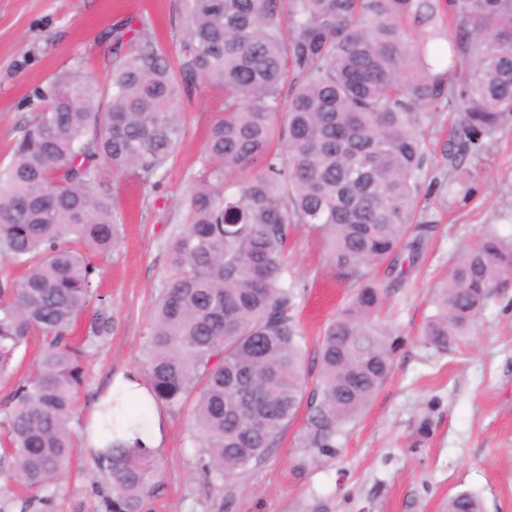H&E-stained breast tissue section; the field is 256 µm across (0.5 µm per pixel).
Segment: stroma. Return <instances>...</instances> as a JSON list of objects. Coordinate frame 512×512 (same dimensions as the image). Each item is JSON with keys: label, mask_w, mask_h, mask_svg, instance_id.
<instances>
[{"label": "stroma", "mask_w": 512, "mask_h": 512, "mask_svg": "<svg viewBox=\"0 0 512 512\" xmlns=\"http://www.w3.org/2000/svg\"><path fill=\"white\" fill-rule=\"evenodd\" d=\"M184 7V0H0V164L32 115L38 87L79 61L106 80L104 34L132 15L149 18L166 54L174 55ZM221 103L208 85L190 88L182 103L185 135L159 189L141 188L129 175L112 179L123 235L101 260L99 276L112 333L86 359L76 433L84 434L108 391L123 392L136 381L145 428L161 431L150 512H445L460 491L479 498L485 512H512V278L496 289L476 329L448 350L421 336L433 289L457 257L487 232L512 239V126L479 155L474 192L464 199L446 185L444 110L427 113L422 126L437 184L417 208L434 229L401 288L385 301L397 338L389 380L360 416L339 428L332 447H310L304 404L264 461L235 480L231 497L220 498L198 475L193 401L154 403L140 363L151 308L170 273L167 246L182 222L181 197L199 171L197 158ZM283 281L298 286L312 383L318 339L353 288L336 283L320 241L300 225L288 242ZM103 481L89 448L79 444L50 512H98L95 487Z\"/></svg>", "instance_id": "obj_1"}]
</instances>
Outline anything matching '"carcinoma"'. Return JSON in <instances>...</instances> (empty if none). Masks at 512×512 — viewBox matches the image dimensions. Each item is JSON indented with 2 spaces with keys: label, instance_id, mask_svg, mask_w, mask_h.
Returning <instances> with one entry per match:
<instances>
[{
  "label": "carcinoma",
  "instance_id": "obj_1",
  "mask_svg": "<svg viewBox=\"0 0 512 512\" xmlns=\"http://www.w3.org/2000/svg\"><path fill=\"white\" fill-rule=\"evenodd\" d=\"M452 25L448 70L436 46ZM422 29L412 36L407 23ZM176 65L149 21L112 28L109 83L80 65L34 93L35 112L0 168V376L40 335L29 376L0 420L24 487L20 512H44L75 448L76 393L88 348L112 333L94 283L119 241L112 175L153 189L183 135L180 88L224 93L169 240L172 273L152 310L143 369L152 400L191 394L200 470L224 489L261 463L305 398L295 285L282 283L290 226L324 243L336 280L357 285L318 341L309 438L330 448L391 375L396 340L380 316L433 229L415 218L427 149L424 113L453 114L448 190L471 195L470 160L512 125V0H187ZM387 264L385 282L377 268ZM512 276V241L484 236L434 291L423 336L446 350L475 328ZM123 401L101 405L108 478L101 512H145L156 450L119 435ZM447 512H483L460 492Z\"/></svg>",
  "mask_w": 512,
  "mask_h": 512
}]
</instances>
